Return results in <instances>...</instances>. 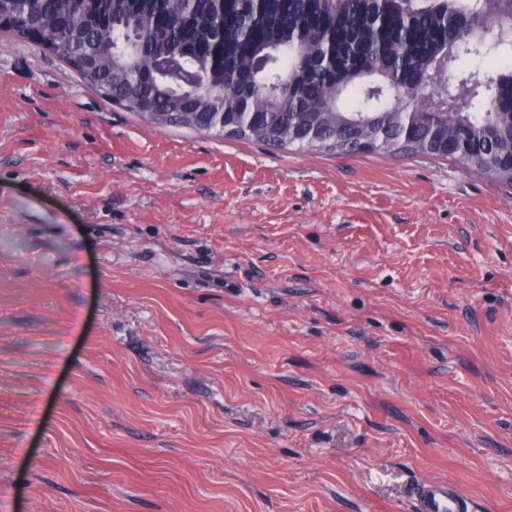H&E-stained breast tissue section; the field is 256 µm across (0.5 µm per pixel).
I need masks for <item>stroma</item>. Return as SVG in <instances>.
<instances>
[{
  "mask_svg": "<svg viewBox=\"0 0 512 512\" xmlns=\"http://www.w3.org/2000/svg\"><path fill=\"white\" fill-rule=\"evenodd\" d=\"M512 512V186L104 102L0 31V512ZM418 512H471L472 505L456 486L443 481L421 482L413 490Z\"/></svg>",
  "mask_w": 512,
  "mask_h": 512,
  "instance_id": "stroma-1",
  "label": "stroma"
}]
</instances>
